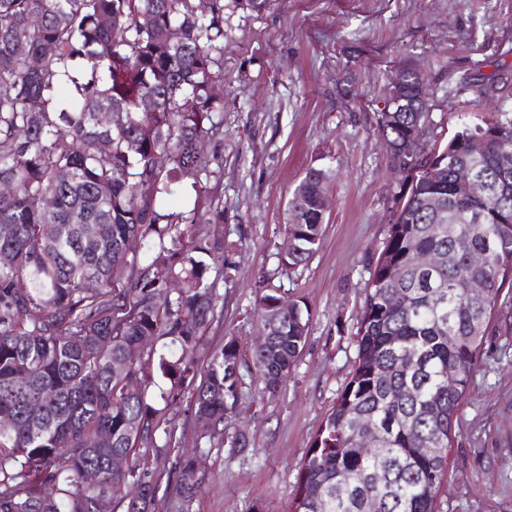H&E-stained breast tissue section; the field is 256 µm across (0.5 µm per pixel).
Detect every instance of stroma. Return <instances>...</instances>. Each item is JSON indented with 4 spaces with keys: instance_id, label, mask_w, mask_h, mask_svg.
I'll return each mask as SVG.
<instances>
[{
    "instance_id": "35a3bbf8",
    "label": "stroma",
    "mask_w": 512,
    "mask_h": 512,
    "mask_svg": "<svg viewBox=\"0 0 512 512\" xmlns=\"http://www.w3.org/2000/svg\"><path fill=\"white\" fill-rule=\"evenodd\" d=\"M224 134L210 147L204 183L224 205V235L238 273L221 284L222 313L209 347L237 338L250 356L256 284L268 276L311 313L308 341L282 387L247 379L228 432L245 449L197 446L183 402L179 446L151 469L156 512H288L303 457L349 380L370 271L408 184L390 166L378 132L394 69L426 85L421 147L441 150L463 127L512 118V0H269L254 11L224 2ZM334 170L320 249L292 271L278 265L288 198L308 167ZM492 319L458 413L454 467L442 512H512V290ZM196 451L201 490L182 505L174 490L181 453Z\"/></svg>"
}]
</instances>
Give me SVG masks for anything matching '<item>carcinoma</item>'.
I'll return each mask as SVG.
<instances>
[{
  "label": "carcinoma",
  "instance_id": "1",
  "mask_svg": "<svg viewBox=\"0 0 512 512\" xmlns=\"http://www.w3.org/2000/svg\"><path fill=\"white\" fill-rule=\"evenodd\" d=\"M223 41L224 0H0V183L13 187L0 196V512H114L125 498L126 512H155L148 455L175 446L185 394L194 418L209 420L200 440L222 443L242 369L274 393L306 345L309 316L297 301L278 313L267 278L256 315L269 344L246 366L234 339L206 344L219 283L238 271L224 206L201 184L223 133L212 92ZM147 96L150 112L140 108ZM423 119L413 86L405 111L381 113L389 162L410 182L370 271L355 368L306 451L289 512H441L457 414L512 285V119L465 127L429 156ZM476 134L486 148L472 157ZM471 169L483 178L460 200L453 184ZM332 179L311 167L291 193L285 231L295 246L277 254L279 266H305L320 248ZM186 185L191 216L167 212L162 200ZM430 197L447 223L426 207ZM204 215L215 231L199 236ZM459 236L491 248L492 264L472 266ZM414 249L437 252L438 269L411 266ZM391 266L404 268L398 283ZM155 374L162 384L151 392ZM48 391L54 398L42 400ZM363 422L379 433L371 448ZM422 447L437 453L420 456ZM117 454L131 462L111 477L104 466ZM88 468L103 470L94 486L83 481ZM311 485L321 488L316 503L304 496ZM200 488L195 457H182L176 493L189 503Z\"/></svg>",
  "mask_w": 512,
  "mask_h": 512
}]
</instances>
